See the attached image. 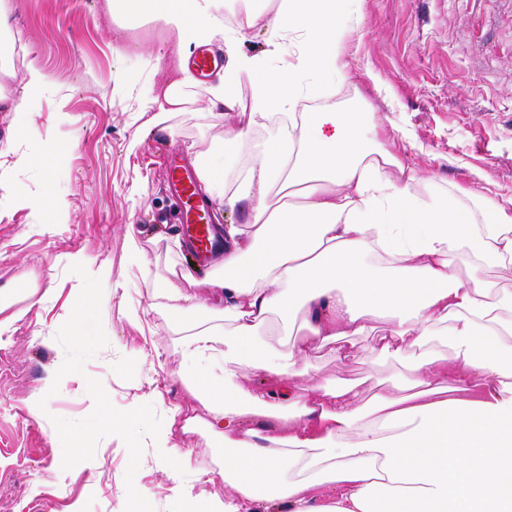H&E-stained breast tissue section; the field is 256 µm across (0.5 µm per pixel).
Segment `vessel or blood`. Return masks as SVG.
I'll use <instances>...</instances> for the list:
<instances>
[{
  "label": "vessel or blood",
  "mask_w": 512,
  "mask_h": 512,
  "mask_svg": "<svg viewBox=\"0 0 512 512\" xmlns=\"http://www.w3.org/2000/svg\"><path fill=\"white\" fill-rule=\"evenodd\" d=\"M222 63L221 54L214 46L199 47L188 61V69L194 79H207ZM170 191L183 206L179 224L181 235L188 240L195 253L203 258L210 257L215 250L212 238L211 213L209 205L201 197L195 179L186 165L171 162L166 168Z\"/></svg>",
  "instance_id": "b4317fda"
}]
</instances>
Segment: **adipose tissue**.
I'll return each instance as SVG.
<instances>
[{
    "instance_id": "obj_1",
    "label": "adipose tissue",
    "mask_w": 512,
    "mask_h": 512,
    "mask_svg": "<svg viewBox=\"0 0 512 512\" xmlns=\"http://www.w3.org/2000/svg\"><path fill=\"white\" fill-rule=\"evenodd\" d=\"M337 0H279L267 20L266 60L236 53L254 26L246 13L224 24V0H107L117 29L114 53L125 54L129 25L149 19L168 33L173 51L158 66L175 73L149 95L150 123L166 127L185 109L191 48L223 37L228 63L213 100L235 112L225 139L250 158L233 188L224 158L200 159L197 176L230 208L247 206L242 224L223 228L222 275L201 298L169 283L160 296L173 311L220 307L224 323L188 332L179 342L186 374L215 372L196 389L212 403L207 432L224 455V497L208 512H243L279 504L286 512H512V289L466 281L448 258L512 264V208L470 188L437 190L406 170L400 145L361 110L304 112L307 78L345 82L341 50L351 20ZM299 34L307 49L285 70L268 69L283 40ZM250 96L239 100L238 90ZM424 184V193L414 192ZM380 250V269L365 261ZM301 312L302 341L287 349L269 340L272 314ZM388 330L378 351L410 352L409 376L394 391L360 402L356 386L309 376L310 350L332 344L348 356L351 338ZM442 330L451 350L429 347ZM249 366L279 377L272 390L237 382ZM275 422L267 435L247 416Z\"/></svg>"
}]
</instances>
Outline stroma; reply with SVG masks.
<instances>
[{
    "instance_id": "stroma-1",
    "label": "stroma",
    "mask_w": 512,
    "mask_h": 512,
    "mask_svg": "<svg viewBox=\"0 0 512 512\" xmlns=\"http://www.w3.org/2000/svg\"><path fill=\"white\" fill-rule=\"evenodd\" d=\"M17 49L15 77L37 64L47 78L31 111L0 102V512H199L224 494L221 450L207 431L174 428L167 452L153 431L172 412L205 420L209 404L185 383L179 338L213 324L175 312L158 286L185 262L165 159L197 166L223 150L226 184L249 159L223 138L236 115L210 107L206 86L168 129L150 125L146 96L168 50L151 23L130 29L133 49L112 53L105 0H0ZM361 25L345 43L348 81L310 93V109L357 108L366 97L404 137L405 166L440 185L512 202V0H348ZM65 200L62 223L25 198ZM142 260H127L128 231ZM84 256L80 267L73 256ZM94 284L98 304L80 292ZM376 339L351 356L310 352L314 373L358 384L363 398L392 391L403 361ZM190 465L169 478L170 458Z\"/></svg>"
}]
</instances>
